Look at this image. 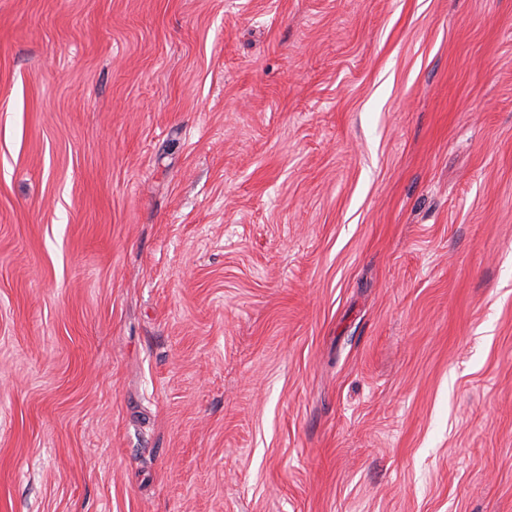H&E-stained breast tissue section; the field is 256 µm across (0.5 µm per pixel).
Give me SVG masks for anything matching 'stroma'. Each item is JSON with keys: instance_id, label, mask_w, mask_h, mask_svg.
Masks as SVG:
<instances>
[{"instance_id": "35a3bbf8", "label": "stroma", "mask_w": 512, "mask_h": 512, "mask_svg": "<svg viewBox=\"0 0 512 512\" xmlns=\"http://www.w3.org/2000/svg\"><path fill=\"white\" fill-rule=\"evenodd\" d=\"M0 512H512V0H0Z\"/></svg>"}]
</instances>
